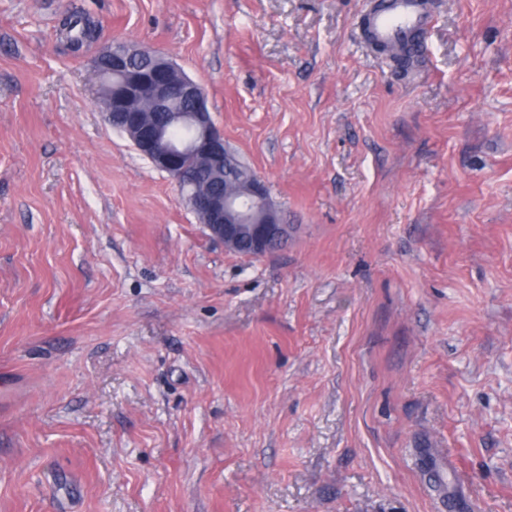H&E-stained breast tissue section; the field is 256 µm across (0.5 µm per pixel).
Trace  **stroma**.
I'll return each instance as SVG.
<instances>
[{
	"instance_id": "stroma-1",
	"label": "stroma",
	"mask_w": 512,
	"mask_h": 512,
	"mask_svg": "<svg viewBox=\"0 0 512 512\" xmlns=\"http://www.w3.org/2000/svg\"><path fill=\"white\" fill-rule=\"evenodd\" d=\"M0 0V512H512V0ZM90 29L80 48L67 20ZM207 93L289 226L213 238L89 61ZM364 21L367 41L393 49L413 40L417 32L423 34L433 21L427 3L423 0H379Z\"/></svg>"
}]
</instances>
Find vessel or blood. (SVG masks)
I'll list each match as a JSON object with an SVG mask.
<instances>
[{
  "label": "vessel or blood",
  "mask_w": 512,
  "mask_h": 512,
  "mask_svg": "<svg viewBox=\"0 0 512 512\" xmlns=\"http://www.w3.org/2000/svg\"><path fill=\"white\" fill-rule=\"evenodd\" d=\"M432 21L425 0H380L365 17V35L369 43L397 49L426 31Z\"/></svg>",
  "instance_id": "vessel-or-blood-1"
}]
</instances>
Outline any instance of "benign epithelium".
<instances>
[{
	"label": "benign epithelium",
	"mask_w": 512,
	"mask_h": 512,
	"mask_svg": "<svg viewBox=\"0 0 512 512\" xmlns=\"http://www.w3.org/2000/svg\"><path fill=\"white\" fill-rule=\"evenodd\" d=\"M148 54L153 59L149 72L131 68L134 58ZM93 68L114 78L110 96L116 108L129 109L138 100L160 107L179 99L191 104L194 134L185 144L167 138L159 128L141 126L143 114L135 111L123 132L143 157L172 178L179 191L191 190L186 200L213 237L223 241L227 249L244 251L250 257L267 255L287 241L288 225L271 203L262 177L252 178L243 195L219 188L205 194L195 191L204 180L221 173L229 175L233 166L224 134L213 123L200 84L166 57L142 45L108 44L98 53ZM188 155L203 159L204 164L195 168L184 166Z\"/></svg>",
	"instance_id": "7a95c632"
}]
</instances>
